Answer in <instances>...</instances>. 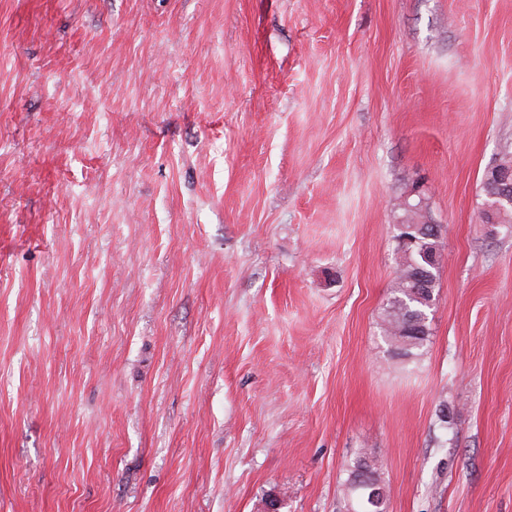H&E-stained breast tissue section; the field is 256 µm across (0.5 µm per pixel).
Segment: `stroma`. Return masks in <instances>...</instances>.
<instances>
[{
    "label": "stroma",
    "mask_w": 512,
    "mask_h": 512,
    "mask_svg": "<svg viewBox=\"0 0 512 512\" xmlns=\"http://www.w3.org/2000/svg\"><path fill=\"white\" fill-rule=\"evenodd\" d=\"M506 153L512 0H0V512H512ZM495 167L488 170V179L494 182L498 188V193L496 194L493 187L486 182L485 174L482 185L486 196L483 215L487 224H510L509 227L512 228V173L508 172L512 170V155L503 157ZM500 169L507 171H501ZM493 194H495L494 197L507 202L511 206L503 204L502 208L494 207L493 205L497 200L490 197ZM428 220V212L421 206L405 208L401 222L395 224L396 278L381 330L394 353L404 359L417 357L426 344L428 312L436 301L441 243L424 232ZM404 237L412 242L401 246L398 240ZM372 487V488H371ZM371 490H385L377 475L376 468L367 459L357 461L350 470L346 482V491L356 501L357 510L354 512H383L386 498L381 501L380 494L377 495L379 506L368 504L367 499Z\"/></svg>",
    "instance_id": "1"
}]
</instances>
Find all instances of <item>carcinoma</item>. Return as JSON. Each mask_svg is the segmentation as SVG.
<instances>
[{
  "label": "carcinoma",
  "mask_w": 512,
  "mask_h": 512,
  "mask_svg": "<svg viewBox=\"0 0 512 512\" xmlns=\"http://www.w3.org/2000/svg\"><path fill=\"white\" fill-rule=\"evenodd\" d=\"M486 196L483 215L488 224L512 225V205L494 206L493 187L483 182ZM429 216L425 208H406L396 225L395 240L411 239L406 245L396 244V278L392 295L386 303L381 330L394 353L404 359L418 356L429 336V310L436 301L439 278V238L424 232ZM382 490L376 468L368 460L357 461L350 470L346 491L356 501L355 512H384V505L372 506L367 499L371 490Z\"/></svg>",
  "instance_id": "cac0c4a2"
}]
</instances>
